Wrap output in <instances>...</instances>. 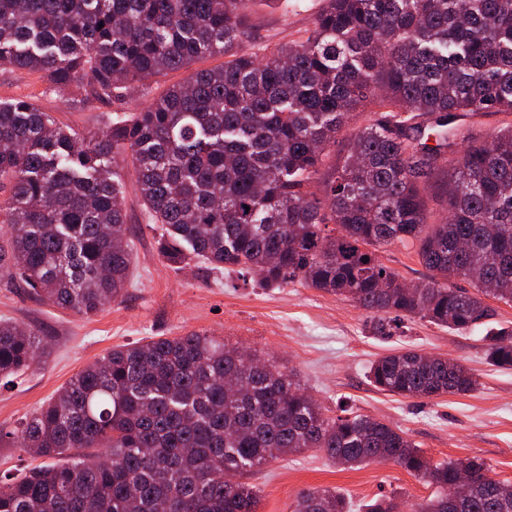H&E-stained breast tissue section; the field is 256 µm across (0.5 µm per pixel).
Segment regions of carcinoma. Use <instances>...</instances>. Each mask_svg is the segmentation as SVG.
<instances>
[{"label": "carcinoma", "mask_w": 512, "mask_h": 512, "mask_svg": "<svg viewBox=\"0 0 512 512\" xmlns=\"http://www.w3.org/2000/svg\"><path fill=\"white\" fill-rule=\"evenodd\" d=\"M248 2L0 0V68L59 92L120 103L194 69L97 131L71 132L27 97L0 102V275L82 315L122 299L133 254L113 163L129 155L170 264L240 266L266 286L298 281L452 330L490 319L486 296L512 303V122L486 133L461 122L512 114V0H326L307 36L272 50L242 47ZM216 55L223 65L193 68ZM367 105L369 123L339 141ZM398 244L430 272L410 289L381 260ZM488 340L487 359L512 369V327ZM44 349L38 328L0 320V379ZM235 375L248 392L227 388ZM370 379L406 398L478 387L462 363L415 350L378 358ZM4 443L50 462L0 475V512H257L244 478L309 450L344 468L393 461L437 488L415 512H452L468 468L480 483L457 512H512L484 461L434 465L382 420L329 418L286 367L199 332L112 348L0 426ZM83 448L112 464L68 460ZM293 512L348 506L311 488Z\"/></svg>", "instance_id": "1"}]
</instances>
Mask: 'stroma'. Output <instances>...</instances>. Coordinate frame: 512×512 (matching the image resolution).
<instances>
[{"mask_svg": "<svg viewBox=\"0 0 512 512\" xmlns=\"http://www.w3.org/2000/svg\"><path fill=\"white\" fill-rule=\"evenodd\" d=\"M324 5L325 0H251L247 25L256 43L273 47L311 28ZM15 96L33 98L59 124L77 131L106 128L127 113L115 104L73 102L37 73L0 69V100ZM120 175L134 254L121 301L87 318L0 280V318L36 326L46 342L40 367L11 384L0 383V424H15L114 346L200 332L293 369L328 416L348 410L385 420L403 430L431 462L478 457L492 476L512 481V370L489 363L485 340L487 327L512 323V303L489 299L494 315L485 327L452 331L405 317L400 328L378 336L368 314L354 303L301 283L267 288L238 267L170 265L158 253L157 233L135 193L131 161L122 162ZM396 349L458 360L475 373L479 386L468 394L432 399L379 391L368 377L370 366ZM248 481L259 494L258 512H292L299 493L313 487L340 490L351 512H363L364 504L390 494L400 512H410L412 504L435 492L392 462L349 469L315 451L285 456Z\"/></svg>", "mask_w": 512, "mask_h": 512, "instance_id": "stroma-1", "label": "stroma"}]
</instances>
